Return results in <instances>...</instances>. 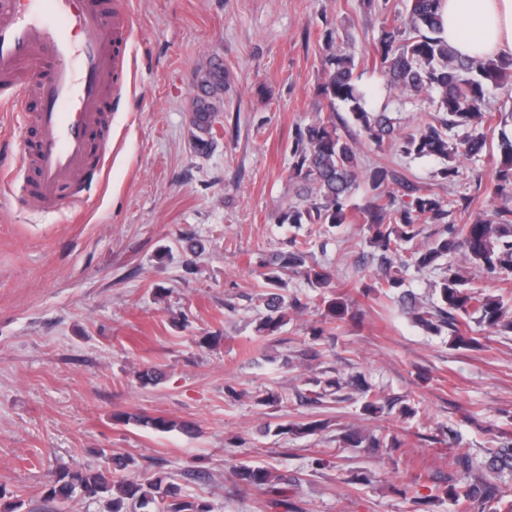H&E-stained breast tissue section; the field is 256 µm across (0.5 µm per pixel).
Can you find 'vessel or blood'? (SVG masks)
<instances>
[{
	"mask_svg": "<svg viewBox=\"0 0 512 512\" xmlns=\"http://www.w3.org/2000/svg\"><path fill=\"white\" fill-rule=\"evenodd\" d=\"M129 18L119 0H0V107L34 131L21 157L0 174L23 169L20 203L40 210L76 208L96 175V136L120 97ZM43 73L31 78L26 65Z\"/></svg>",
	"mask_w": 512,
	"mask_h": 512,
	"instance_id": "obj_1",
	"label": "vessel or blood"
}]
</instances>
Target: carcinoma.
<instances>
[{
  "mask_svg": "<svg viewBox=\"0 0 512 512\" xmlns=\"http://www.w3.org/2000/svg\"><path fill=\"white\" fill-rule=\"evenodd\" d=\"M444 0H369L368 6L383 17L379 48L374 64L385 74L391 88L409 98H421L430 108L426 118L404 133L398 121L386 111L375 112L353 79L354 57L337 43L333 30L327 29L322 40L321 82L319 95L329 111L296 129L290 149V170L295 180L298 202L288 206L282 223L341 224L366 226L367 242L377 253L380 272L378 287L387 290L403 285L401 270L414 267L438 275L434 282L435 302L424 307L410 293L402 295L412 320L427 332L453 336L457 347L479 344L472 336L470 320L506 336L512 333L502 297L482 286H473L451 258L458 256L481 274L500 275L512 271V136L500 133L496 147L488 145L487 131L497 123L491 107L490 90L512 92V61L493 54L472 58L459 54L443 36ZM224 67L215 65L198 83L193 122L200 130L212 123L219 111L224 91ZM344 105L347 116L336 112ZM356 128V134L343 136L340 129ZM362 136L380 147L387 143L405 157L428 158L438 162L436 176L455 182L464 176L462 159L486 156L493 168V197L500 204L490 212L473 214V198L441 197L429 183L413 181L387 164H366L358 152L355 136ZM365 187V202L356 205L351 197L359 185ZM464 222L457 224L452 217ZM420 224H443L441 235L427 246L414 244ZM312 253L305 242H290V249L275 252L261 263L263 291L258 294L262 306L258 332L273 336L286 324L288 310L301 307L299 299L286 298L280 273L284 270L302 274L323 305V323L345 319L348 300L329 293L333 273L310 264ZM347 385L363 398V411L375 414L384 409V397L360 383L356 376ZM313 401L336 397L342 384L334 378L315 380ZM115 419L134 423L157 432L177 430L196 432L189 422L146 414L119 413ZM320 424H278L265 427V433L312 435ZM105 465L99 469L61 468L51 475L45 500L63 502L79 496L96 500L104 494H116L109 512H212L208 501L186 494L182 487L158 475L144 483L115 479L128 469L129 456L105 450ZM451 466L466 478L448 490L456 504L470 505L481 500L497 503L503 490L497 479L512 471V444L502 443L487 452L484 460L474 463L469 449H456ZM232 472L245 484L265 490L267 507L274 512H296L298 506L288 496L286 476L265 465L241 462Z\"/></svg>",
  "mask_w": 512,
  "mask_h": 512,
  "instance_id": "obj_1",
  "label": "carcinoma"
}]
</instances>
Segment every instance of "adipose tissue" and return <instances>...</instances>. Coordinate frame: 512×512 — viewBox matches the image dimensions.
<instances>
[{"label": "adipose tissue", "instance_id": "1", "mask_svg": "<svg viewBox=\"0 0 512 512\" xmlns=\"http://www.w3.org/2000/svg\"><path fill=\"white\" fill-rule=\"evenodd\" d=\"M445 36L460 54H512V0H445Z\"/></svg>", "mask_w": 512, "mask_h": 512}]
</instances>
